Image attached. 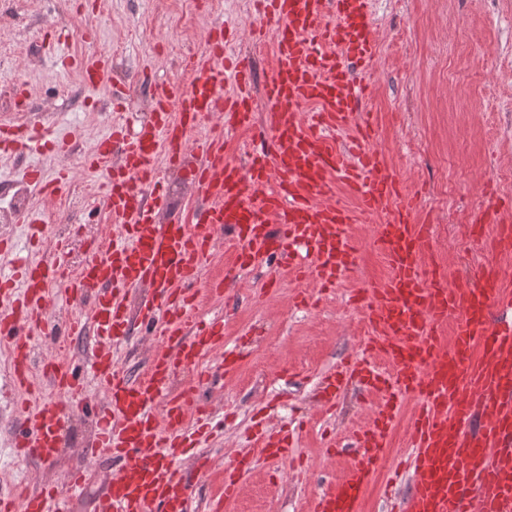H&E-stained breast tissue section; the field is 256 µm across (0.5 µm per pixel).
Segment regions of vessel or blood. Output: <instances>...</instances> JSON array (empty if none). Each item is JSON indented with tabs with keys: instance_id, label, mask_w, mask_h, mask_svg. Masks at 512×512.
<instances>
[{
	"instance_id": "obj_1",
	"label": "vessel or blood",
	"mask_w": 512,
	"mask_h": 512,
	"mask_svg": "<svg viewBox=\"0 0 512 512\" xmlns=\"http://www.w3.org/2000/svg\"><path fill=\"white\" fill-rule=\"evenodd\" d=\"M262 22L254 33L272 36L275 67L264 85L266 109L258 144L248 168L224 154L221 135L199 145L200 160L188 161L193 134L211 113L226 130L253 123L254 71L250 59L233 51L216 28L205 56L190 62L193 81L168 83L152 100L149 121L132 126L114 96L118 117L109 135L84 158L89 173L102 179L107 207L119 233L106 250L88 242L77 278L65 280L57 256L11 263L0 274V335L13 354L12 390L18 427L12 446L19 460L50 463L63 446L65 412L42 393L43 385L71 397L95 387L104 394L97 411L98 432L83 453L115 463L96 512H191L199 478L209 466L199 453L212 410L194 388L173 391L177 369L198 368V383L213 382L218 371L233 370L239 354L224 346L221 317L192 321L201 262L219 235L230 233L239 251L237 267L221 281L206 284L226 295L240 270L271 256L296 259L320 287H333L358 265L354 226L361 217L378 218L374 240L389 267L388 276L364 290L370 336L365 357L345 361L322 376L324 408L350 385L379 392L370 423L355 431L358 454L346 474L312 500L311 512H358L372 477L386 459V447L402 400L418 405L408 425L400 465L408 490L396 498L395 512H512V293L498 284L494 268H480L467 285H449L447 272L430 264L431 227L417 223L414 199L370 148L372 127L364 118L370 86L351 67H371L377 52L371 0H254ZM110 57L91 54L79 63L82 82L100 83ZM234 93L224 96V83ZM346 133L347 147L336 135ZM37 127L0 121V157L38 141ZM181 171L206 198L196 223L161 222L167 197L158 189L160 163ZM45 196L67 186L65 170L45 179L41 168L26 172ZM345 185L359 207L333 198ZM494 226L481 239L495 255L512 254V205L497 203L473 216ZM137 306H130L131 296ZM88 303L89 318L72 315L63 327H50L49 304ZM454 321V339L441 327ZM159 329L166 344L153 348L146 372L127 376L115 362V349L133 326ZM92 332L96 346L83 377L57 358L34 359V341ZM218 354L217 368L201 361ZM41 364L37 383L33 364ZM263 456L287 459V432L258 438ZM190 470H183V458ZM251 464L241 453L225 469V498ZM84 485L75 470L61 482L29 493L23 501L0 495V512H67L69 497Z\"/></svg>"
}]
</instances>
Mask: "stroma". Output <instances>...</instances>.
I'll use <instances>...</instances> for the list:
<instances>
[{
    "label": "stroma",
    "mask_w": 512,
    "mask_h": 512,
    "mask_svg": "<svg viewBox=\"0 0 512 512\" xmlns=\"http://www.w3.org/2000/svg\"><path fill=\"white\" fill-rule=\"evenodd\" d=\"M258 22L253 0H0V120L13 114L57 136L75 135L78 144L53 163L35 150L0 161V189L25 184L27 168L42 167L49 177L53 165L64 166L70 173L66 191L50 199L33 192L30 205L46 224L64 213L81 223L82 211L69 204L77 188L93 180L83 157L111 130L113 88L125 86L129 113L148 121L149 86L188 84L186 63L205 53L208 33L218 24L229 28L237 52L251 56L255 83L263 85L274 48L253 41ZM373 22L378 50L373 95L365 106L372 145L414 195L417 220L432 225L435 241H447V249H433V262L446 269L452 284L488 263L512 267V256L483 253L463 233L468 216L492 196L512 195V180L500 177L512 155V0H374ZM91 53L112 58L111 75L93 88L64 64L65 57ZM21 88L28 103L18 113ZM160 185L171 213L192 223L201 198L188 180L166 169ZM355 237L359 266L336 287L320 289L284 267L279 287L268 290L269 270L260 265L242 272L229 297L199 294L197 319L222 317L225 345L241 349L243 357L234 371L200 391L224 426L203 448L210 468L193 512H205L211 497L223 499V512H307L312 498L347 470L350 454H329L327 446L366 426L376 399L349 391L329 415L313 390L325 371L362 352L368 328L351 296L389 273L370 224L356 225ZM299 293L310 296L309 306H296ZM5 388L0 382V489L22 485L34 491L82 469L86 483L68 506L70 512H93L112 474L111 463L82 454L95 434L92 407L102 392L90 390L84 401L60 396L65 445L54 463L44 464L16 459L17 421L3 398ZM260 415L276 426L300 425L295 454L306 470L254 452L250 429ZM242 449L251 451L253 462L236 497L227 500L224 469Z\"/></svg>",
    "instance_id": "1"
}]
</instances>
